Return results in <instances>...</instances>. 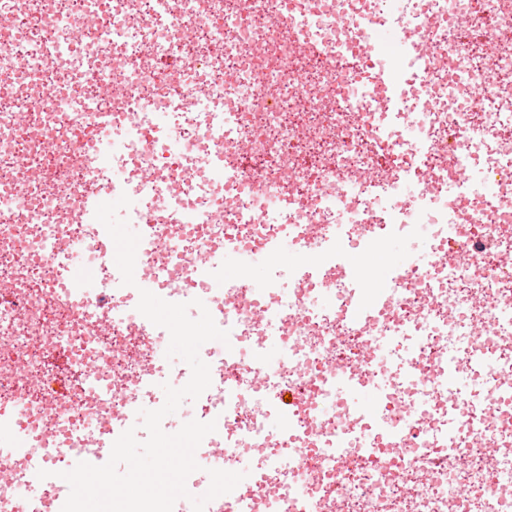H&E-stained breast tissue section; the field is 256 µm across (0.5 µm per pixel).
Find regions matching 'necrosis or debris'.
Here are the masks:
<instances>
[{
    "label": "necrosis or debris",
    "mask_w": 512,
    "mask_h": 512,
    "mask_svg": "<svg viewBox=\"0 0 512 512\" xmlns=\"http://www.w3.org/2000/svg\"><path fill=\"white\" fill-rule=\"evenodd\" d=\"M488 2L494 42L449 39V21L483 19ZM295 3L288 38L279 0H0V282L23 301L0 306V406L24 395L16 416L36 433L13 456L15 477H0V505L61 512L53 495H22L24 475L48 456L46 436L105 416L121 423L163 371L154 335L126 316L136 288L108 303L69 291L65 240L111 268L108 233L81 187L111 195L117 168L132 215H160L136 262L174 302L192 300L201 253L299 240L309 224L345 227L295 293H281L276 268L224 286L255 302L226 309L221 329L255 354L281 337L274 386L309 398L291 418L318 431L312 468L293 474L271 388L225 363L224 389L202 416L224 421L226 467L254 463L231 493L238 512L274 502L279 512H512V391L501 387L512 375V0H408L404 26L427 34L435 53L407 41L368 71L353 47L382 17H359L352 0ZM313 43L321 55L308 53ZM173 55L185 63L177 94L157 72ZM15 57L23 68L11 67ZM394 70L401 77L382 99L375 88ZM479 78L492 92L474 102L465 90ZM162 125L179 131V146L154 139ZM415 127L426 139L410 136ZM453 134L462 148L449 145ZM244 148L259 172L239 167ZM460 170L470 179L449 194ZM407 176L421 188L403 201L395 189ZM420 224L437 263L406 265L379 287L364 326L352 324L363 287L348 252L381 255ZM326 287L333 303L313 307ZM380 341L383 365L369 358ZM330 358L357 385L390 379L375 410L337 401V379L320 373ZM457 370L469 383H454ZM324 406L335 415L319 416ZM362 430L402 432L408 444L372 450L356 442Z\"/></svg>",
    "instance_id": "necrosis-or-debris-1"
}]
</instances>
